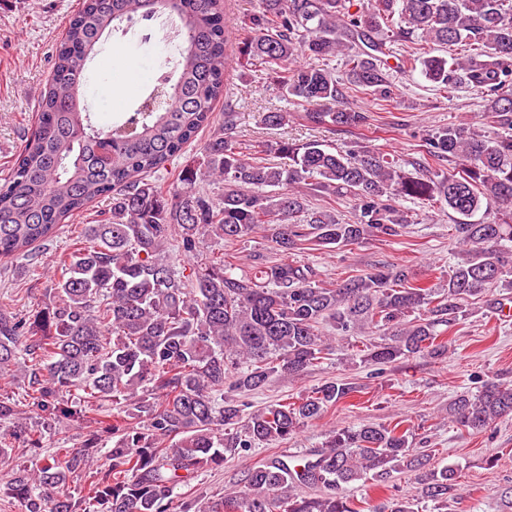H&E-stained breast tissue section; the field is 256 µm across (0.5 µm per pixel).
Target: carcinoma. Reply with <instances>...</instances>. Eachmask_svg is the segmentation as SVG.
Masks as SVG:
<instances>
[{
	"mask_svg": "<svg viewBox=\"0 0 512 512\" xmlns=\"http://www.w3.org/2000/svg\"><path fill=\"white\" fill-rule=\"evenodd\" d=\"M157 12L178 20L182 43L137 107L103 131L81 95L88 63L115 27ZM243 25L247 36L233 41L226 0H82L56 46L36 128L0 185V257H31L93 201L110 195L112 206L86 226L81 247L56 259L61 274L39 310L0 313V376L23 375L31 390L23 406L0 397V425H8L0 461L18 447L40 448L28 420L36 417L41 433L53 429L68 414L65 394L83 392L94 413L81 447L17 466L11 492L25 512H172L178 483L226 456L288 439L356 387L326 381L249 413L238 397L275 375L305 373L365 325L380 341L353 361L443 359L444 335L467 318L469 300L495 285L512 289V216L493 214L512 206V0H260ZM413 33L400 70L419 68L445 91L482 89L495 135L466 124L431 129L418 170L408 172L358 140L337 148L279 141L275 152L287 163H267L243 151L232 113L216 122L230 69L257 59L306 123L367 131L369 112L336 102L348 94L394 101L392 44ZM432 45L463 53L431 56ZM338 53L348 66L343 85L324 64ZM207 128L180 187L152 178ZM445 164L448 171L431 172ZM309 196L326 206L308 209ZM344 197L353 202L350 223L331 208ZM403 200L457 215L453 229L466 249L448 269L447 291L394 265L336 287L315 267L288 260L306 243L330 250L400 235L410 223ZM261 231L279 258L249 271L202 251L208 237L233 243ZM173 241L192 258L188 275L174 267ZM510 416L512 384L498 380L448 407V422L472 431ZM102 433L112 435L104 469L95 463ZM409 437L397 424L334 428L313 453L249 468L239 488L197 512H361L344 488L364 479L386 490L401 470L414 474L434 512H448L459 469L430 468V455ZM78 476L89 486L82 500L70 492ZM298 483L322 493L298 494ZM415 506L414 498L390 497L372 512Z\"/></svg>",
	"mask_w": 512,
	"mask_h": 512,
	"instance_id": "cac0c4a2",
	"label": "carcinoma"
}]
</instances>
